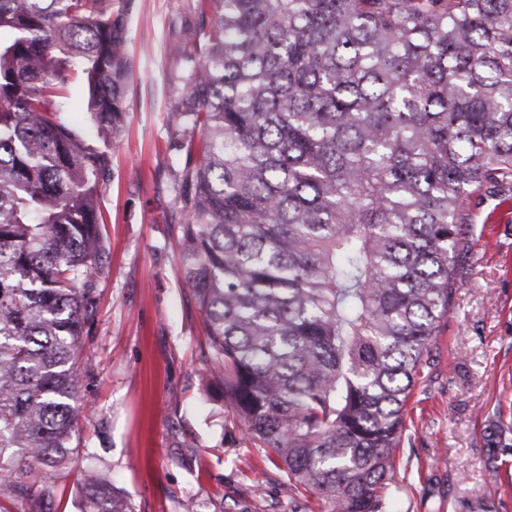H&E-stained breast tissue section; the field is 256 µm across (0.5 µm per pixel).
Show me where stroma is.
<instances>
[{"label":"stroma","instance_id":"obj_1","mask_svg":"<svg viewBox=\"0 0 512 512\" xmlns=\"http://www.w3.org/2000/svg\"><path fill=\"white\" fill-rule=\"evenodd\" d=\"M194 0H135L129 20V112L101 191L106 251L98 316L84 341L75 408L78 461L50 512H77L87 471L110 473L136 512H290L270 452L224 443L223 384L207 376L202 315L171 238L183 215L169 110L181 64L172 25ZM471 232L441 333L404 409L388 512H512V189L486 185L466 203Z\"/></svg>","mask_w":512,"mask_h":512}]
</instances>
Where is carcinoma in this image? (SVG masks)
<instances>
[{
    "label": "carcinoma",
    "instance_id": "1",
    "mask_svg": "<svg viewBox=\"0 0 512 512\" xmlns=\"http://www.w3.org/2000/svg\"><path fill=\"white\" fill-rule=\"evenodd\" d=\"M134 0H0V497L55 501L98 307ZM207 361L308 512H385L466 197L512 186V0H197L168 43ZM84 90L90 130L63 115ZM82 512H135L112 481Z\"/></svg>",
    "mask_w": 512,
    "mask_h": 512
}]
</instances>
